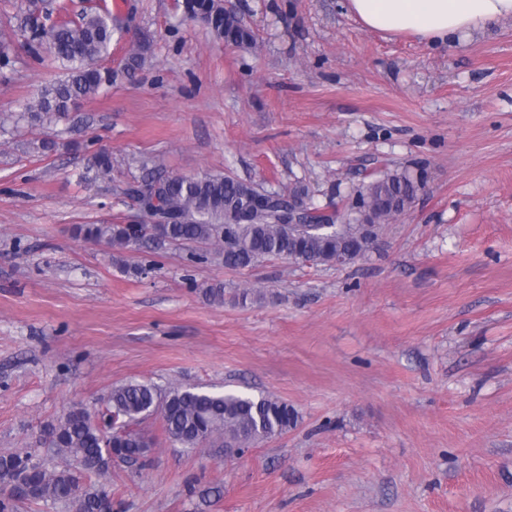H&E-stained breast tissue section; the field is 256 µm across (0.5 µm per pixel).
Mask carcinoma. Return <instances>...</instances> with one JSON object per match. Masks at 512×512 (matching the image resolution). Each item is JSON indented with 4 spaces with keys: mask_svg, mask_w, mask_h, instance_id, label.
<instances>
[{
    "mask_svg": "<svg viewBox=\"0 0 512 512\" xmlns=\"http://www.w3.org/2000/svg\"><path fill=\"white\" fill-rule=\"evenodd\" d=\"M33 11L44 22L30 26L28 52L36 59L50 57L63 64L66 77L49 84L37 101L28 104L22 119L33 123L62 120L76 101L95 97L112 74L98 61L108 54L121 20L106 6L84 13L79 20L63 16L60 0H33ZM189 13L201 15L236 46L254 44L253 32L217 0H187ZM14 45L0 32V69L10 65ZM138 198L148 224H87L78 229L84 240L104 243L118 252L139 249L154 239L183 245L212 244L224 265L246 268L270 258L309 260L316 264L354 261L370 252L389 219L411 207L420 184L405 170L371 181L344 215L310 207L306 224H281L278 214L290 197L306 196L305 189L266 196L255 210L258 189L252 184L211 173L153 178ZM108 415L102 426L83 406L70 407L60 420L43 429L37 448L0 455V487L21 479L33 482L23 499L0 492V512H18L19 505H60L69 512H110L112 501L96 487L95 478L110 467L109 449L121 448L136 464L155 444L140 425L152 414L161 421L166 441L179 448L244 449L277 438L297 422L288 403L272 395L218 392L199 386L159 385L131 380L112 387Z\"/></svg>",
    "mask_w": 512,
    "mask_h": 512,
    "instance_id": "carcinoma-1",
    "label": "carcinoma"
}]
</instances>
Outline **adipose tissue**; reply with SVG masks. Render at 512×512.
Instances as JSON below:
<instances>
[{"instance_id": "adipose-tissue-1", "label": "adipose tissue", "mask_w": 512, "mask_h": 512, "mask_svg": "<svg viewBox=\"0 0 512 512\" xmlns=\"http://www.w3.org/2000/svg\"><path fill=\"white\" fill-rule=\"evenodd\" d=\"M347 9L369 30L408 33L451 42L512 19V0H347Z\"/></svg>"}]
</instances>
